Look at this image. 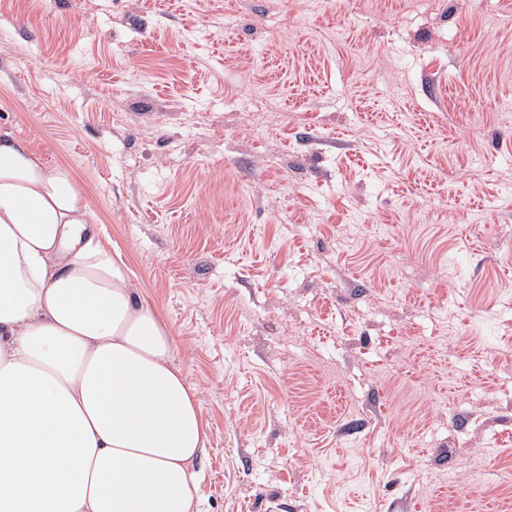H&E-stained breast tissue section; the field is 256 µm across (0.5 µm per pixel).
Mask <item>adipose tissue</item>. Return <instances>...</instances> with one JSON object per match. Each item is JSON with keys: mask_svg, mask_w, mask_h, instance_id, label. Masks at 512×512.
<instances>
[{"mask_svg": "<svg viewBox=\"0 0 512 512\" xmlns=\"http://www.w3.org/2000/svg\"><path fill=\"white\" fill-rule=\"evenodd\" d=\"M172 346L72 171L0 131V512H196Z\"/></svg>", "mask_w": 512, "mask_h": 512, "instance_id": "1", "label": "adipose tissue"}]
</instances>
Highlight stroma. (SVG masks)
Segmentation results:
<instances>
[{"mask_svg": "<svg viewBox=\"0 0 512 512\" xmlns=\"http://www.w3.org/2000/svg\"><path fill=\"white\" fill-rule=\"evenodd\" d=\"M0 128L167 322L200 512H512V0H0Z\"/></svg>", "mask_w": 512, "mask_h": 512, "instance_id": "obj_1", "label": "stroma"}]
</instances>
